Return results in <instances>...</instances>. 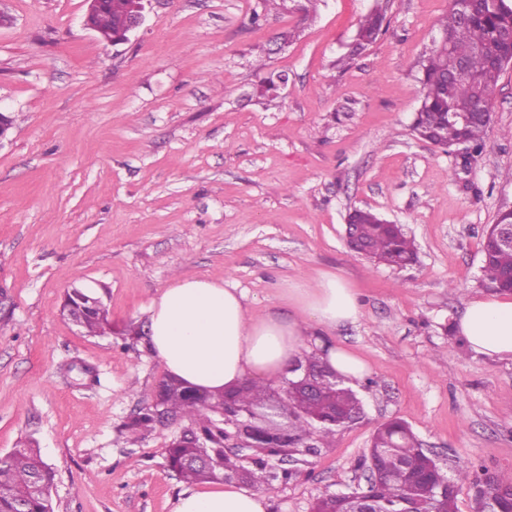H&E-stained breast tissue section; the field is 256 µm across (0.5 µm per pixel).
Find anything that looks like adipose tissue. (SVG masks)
I'll return each instance as SVG.
<instances>
[{
  "mask_svg": "<svg viewBox=\"0 0 512 512\" xmlns=\"http://www.w3.org/2000/svg\"><path fill=\"white\" fill-rule=\"evenodd\" d=\"M281 298L289 314L255 315L242 289L207 278L172 279L147 308L149 345L168 375L212 394L247 381L279 380L290 361L309 352L347 383L363 378L366 365L361 358L322 340L360 314L354 294L340 277L322 273L311 281L292 280ZM454 328L474 354L512 361V296L473 297ZM267 510L263 493L222 482L185 491L172 512Z\"/></svg>",
  "mask_w": 512,
  "mask_h": 512,
  "instance_id": "1",
  "label": "adipose tissue"
}]
</instances>
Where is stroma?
Segmentation results:
<instances>
[{"label":"stroma","instance_id":"obj_1","mask_svg":"<svg viewBox=\"0 0 512 512\" xmlns=\"http://www.w3.org/2000/svg\"><path fill=\"white\" fill-rule=\"evenodd\" d=\"M448 4L315 0L304 19L261 0H152L114 46L85 27L84 0H0V110L16 118L0 147V454L37 441L54 512H172L187 490L165 459L178 425L122 431L166 375L146 308L176 274L243 289L258 313L300 274L357 293L359 318L329 342L369 364L365 415L301 455L268 512L365 486L360 461L393 418L447 475L469 469L456 512H475V481L512 477V361L451 328L483 291L485 231L512 208V69L468 169L416 137L415 63ZM374 8L387 28L351 55ZM278 73L287 84L261 92ZM355 208L404 225L418 264L351 252ZM75 284L107 287L111 334L61 316Z\"/></svg>","mask_w":512,"mask_h":512}]
</instances>
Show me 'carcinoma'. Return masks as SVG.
Wrapping results in <instances>:
<instances>
[{
	"label": "carcinoma",
	"mask_w": 512,
	"mask_h": 512,
	"mask_svg": "<svg viewBox=\"0 0 512 512\" xmlns=\"http://www.w3.org/2000/svg\"><path fill=\"white\" fill-rule=\"evenodd\" d=\"M132 0H108L106 10L95 19L99 32L107 37L119 33L131 9ZM385 15L377 10L359 22L355 46L364 48L375 42L385 30ZM512 30V0H474L471 17L461 19L454 8L439 21V32L447 40H433L429 52L418 62V82L421 85V106L415 125L419 133L453 150L460 140L470 149L481 153L485 148L484 133L489 122L472 119L464 124L448 117L450 112H486L503 74L500 62L512 54L504 34ZM351 229L353 245L350 250L372 262L392 268H404L417 258V248L399 224H380L379 216L362 211L355 216ZM494 227H489L481 243L483 280L498 284L512 271V249L495 251L489 241ZM68 320L88 336H102L112 331L111 322L102 297L83 288L66 293L62 305ZM197 391L167 377L154 390L151 399L161 401L166 412L189 421L191 438L176 437L166 449V460L171 469L188 483L220 481L226 476L242 474L246 486L266 490L273 483H287L296 473L277 469L272 460L286 454L304 452L303 445L311 434H316L325 445L335 435L345 412L362 408L357 392L336 380L333 387L323 392L317 402L298 393L277 392L268 383L249 382L231 392L210 395L216 405L228 401L239 411L236 418L238 432L250 443L247 459L224 452V425L212 411L196 402ZM157 424L151 406L141 408L124 424L131 434L147 432ZM386 458L379 484L375 489L376 507L394 512L402 502L413 504L419 512H456L457 484L470 478L468 470L457 471L450 480L448 502H443L432 488L413 482L409 466L428 462L438 466L435 459L419 446L409 426L400 419L390 420L373 433L370 448L363 464L372 467L380 458ZM205 458L206 468L192 461ZM54 469L43 458L39 448L28 444L0 456V512H54L51 487ZM512 482L488 476L476 483V494L493 497ZM344 498L325 495L312 505L311 512H341Z\"/></svg>",
	"instance_id": "carcinoma-1"
}]
</instances>
